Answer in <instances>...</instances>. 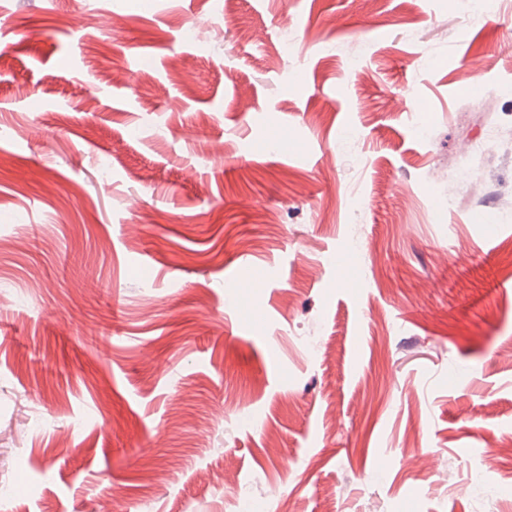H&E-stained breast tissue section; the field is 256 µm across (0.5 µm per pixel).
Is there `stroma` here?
Returning a JSON list of instances; mask_svg holds the SVG:
<instances>
[{"mask_svg":"<svg viewBox=\"0 0 512 512\" xmlns=\"http://www.w3.org/2000/svg\"><path fill=\"white\" fill-rule=\"evenodd\" d=\"M505 87L506 5L0 0V512H512Z\"/></svg>","mask_w":512,"mask_h":512,"instance_id":"stroma-1","label":"stroma"}]
</instances>
